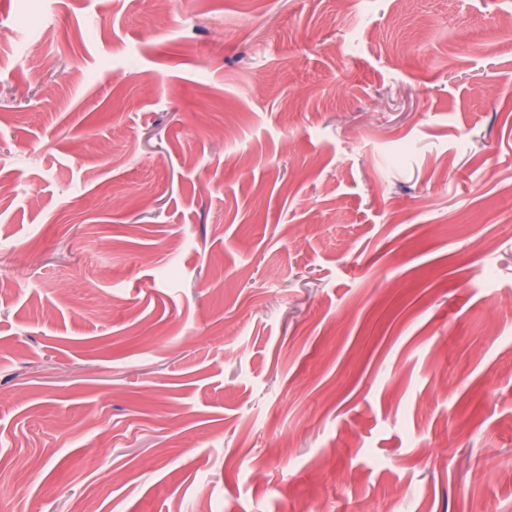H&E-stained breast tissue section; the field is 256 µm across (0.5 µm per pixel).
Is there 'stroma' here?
<instances>
[{"label": "stroma", "mask_w": 512, "mask_h": 512, "mask_svg": "<svg viewBox=\"0 0 512 512\" xmlns=\"http://www.w3.org/2000/svg\"><path fill=\"white\" fill-rule=\"evenodd\" d=\"M512 0H0V512H512Z\"/></svg>", "instance_id": "stroma-1"}]
</instances>
